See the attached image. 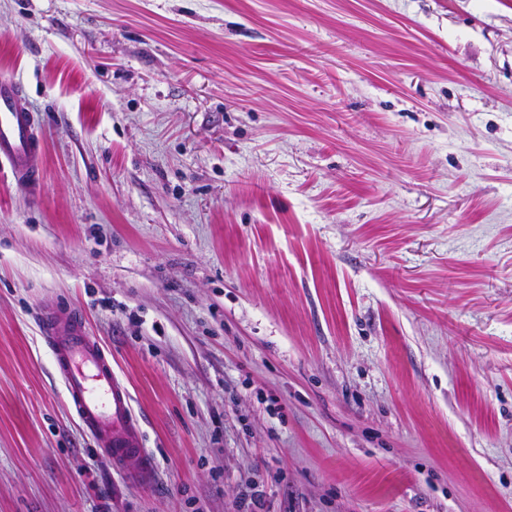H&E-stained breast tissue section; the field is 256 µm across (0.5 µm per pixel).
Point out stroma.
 Masks as SVG:
<instances>
[{"label": "stroma", "instance_id": "35a3bbf8", "mask_svg": "<svg viewBox=\"0 0 512 512\" xmlns=\"http://www.w3.org/2000/svg\"><path fill=\"white\" fill-rule=\"evenodd\" d=\"M0 512H512V0H0ZM80 309L155 476L81 428ZM39 147L35 116L25 102L21 86L0 80V164H7L15 182L35 194L40 174L34 163Z\"/></svg>", "mask_w": 512, "mask_h": 512}]
</instances>
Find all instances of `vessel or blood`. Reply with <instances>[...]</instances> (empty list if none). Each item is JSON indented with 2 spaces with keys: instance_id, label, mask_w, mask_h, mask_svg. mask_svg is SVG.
<instances>
[{
  "instance_id": "obj_1",
  "label": "vessel or blood",
  "mask_w": 512,
  "mask_h": 512,
  "mask_svg": "<svg viewBox=\"0 0 512 512\" xmlns=\"http://www.w3.org/2000/svg\"><path fill=\"white\" fill-rule=\"evenodd\" d=\"M39 147L35 116L20 85L0 80V164L15 182L37 192L40 174L34 163ZM43 335L84 431L105 439L115 468L137 481L150 480L153 462L143 446V432L131 408L130 393L112 368V360L91 336L77 309L46 307L40 318Z\"/></svg>"
}]
</instances>
